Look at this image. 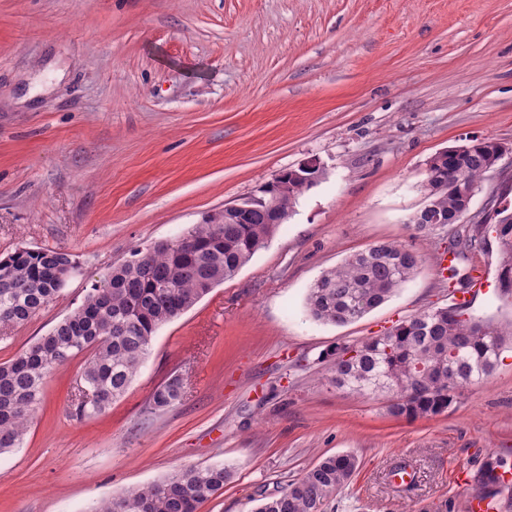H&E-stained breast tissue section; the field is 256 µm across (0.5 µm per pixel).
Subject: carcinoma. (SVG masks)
Returning a JSON list of instances; mask_svg holds the SVG:
<instances>
[{
    "label": "carcinoma",
    "instance_id": "cac0c4a2",
    "mask_svg": "<svg viewBox=\"0 0 512 512\" xmlns=\"http://www.w3.org/2000/svg\"><path fill=\"white\" fill-rule=\"evenodd\" d=\"M499 160V146L476 139L464 154L438 152L429 161L432 175L446 180L461 171L477 185ZM288 177L290 189L272 183L246 198L248 216L224 214V223L204 218L168 244L137 250L134 259L112 266L95 282L82 303L52 329L0 364V453L23 444L48 376L73 359H83L78 388L90 392L68 406L76 418L106 412L127 391L148 355L156 331L192 308L224 280L233 277L279 228L268 223L267 204L283 213L318 184ZM435 205L453 220L468 201L451 191ZM495 233L499 251L495 299L512 304V215L503 210L495 224H473L448 242L453 262L441 269L454 291L469 288L470 270L457 264ZM421 255L409 246L378 242L349 255L308 288L310 317L323 324L345 325L379 307L418 273ZM76 269L72 254L53 248H17L0 258V326L31 319L59 297ZM512 348V322L498 324L469 312V304L430 307L387 332L336 348L328 381L338 390L385 395L395 418H426L444 413L460 389L493 374L504 351ZM353 351L355 355L347 356ZM182 390L175 377L151 393L149 408L176 404ZM354 453L329 455L289 481L278 495L265 496L257 512H335L336 498L359 472ZM512 469L505 456L489 458L480 472L493 488L477 486L481 496L497 491L498 471ZM231 473L222 464L184 467L163 480L97 503L91 512H197L224 488Z\"/></svg>",
    "mask_w": 512,
    "mask_h": 512
}]
</instances>
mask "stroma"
<instances>
[{"label": "stroma", "mask_w": 512, "mask_h": 512, "mask_svg": "<svg viewBox=\"0 0 512 512\" xmlns=\"http://www.w3.org/2000/svg\"><path fill=\"white\" fill-rule=\"evenodd\" d=\"M490 138L505 148L472 203H512V0H0V254L69 252L60 298L0 332V363L46 334L138 248L171 239L283 170L323 180L265 248L162 325L110 409L69 417L82 366L47 378L22 447L0 454V512H88L186 466L233 472L199 512H255L325 455L362 467L336 512H469L466 483L512 457V351L436 417L326 380L336 347L451 304L439 258L450 225L416 232L435 153ZM380 240L418 251L417 275L360 320H312L309 286ZM492 302L495 239L468 253ZM185 395L155 413L153 389ZM413 484L392 482L399 464Z\"/></svg>", "instance_id": "obj_1"}]
</instances>
